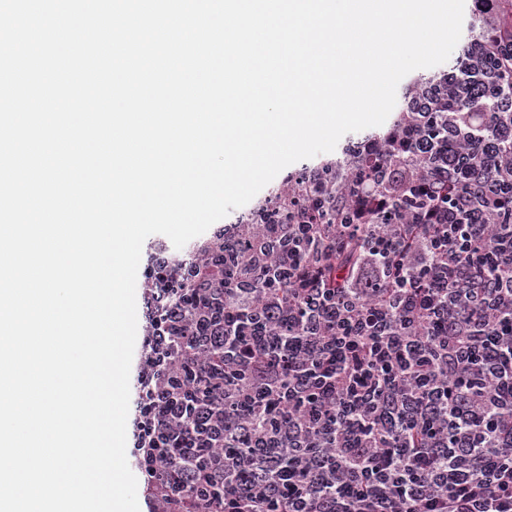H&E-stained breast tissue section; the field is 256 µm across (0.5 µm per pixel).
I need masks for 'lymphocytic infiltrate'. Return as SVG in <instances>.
Returning a JSON list of instances; mask_svg holds the SVG:
<instances>
[{
	"label": "lymphocytic infiltrate",
	"instance_id": "f902f5d3",
	"mask_svg": "<svg viewBox=\"0 0 512 512\" xmlns=\"http://www.w3.org/2000/svg\"><path fill=\"white\" fill-rule=\"evenodd\" d=\"M510 58L480 27L455 68L405 85L383 138L289 172L205 249L155 242L129 450L145 512H512V277L485 273L512 264ZM364 224L363 277L332 287ZM358 236H351L345 239L339 255L329 266L327 275L334 283L343 279H358V263L354 254V240Z\"/></svg>",
	"mask_w": 512,
	"mask_h": 512
}]
</instances>
